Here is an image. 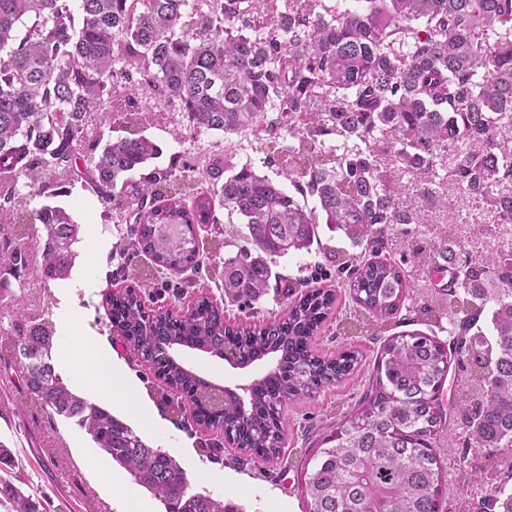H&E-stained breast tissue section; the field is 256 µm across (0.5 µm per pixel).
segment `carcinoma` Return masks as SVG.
<instances>
[{
  "label": "carcinoma",
  "mask_w": 512,
  "mask_h": 512,
  "mask_svg": "<svg viewBox=\"0 0 512 512\" xmlns=\"http://www.w3.org/2000/svg\"><path fill=\"white\" fill-rule=\"evenodd\" d=\"M71 2L0 0V222L14 224L26 211L20 176L52 198L67 195L66 182L77 176L106 203L127 193L137 224L130 248L180 273L200 260L193 225L220 223L222 209L228 223L236 218L247 229L224 258V297L246 302L266 295L273 259L309 251L324 224L363 249L352 257L349 288L376 325L396 318L410 295L402 269L378 256L383 237L396 224L420 223L427 204L448 205L436 189L438 170L488 205L493 223L512 224V0H363L359 10L328 0H80L77 16ZM139 88L195 136L265 137L294 193L231 153L206 159V189L170 169L127 182L161 155L143 135L152 110L133 96ZM111 101L116 106L103 111ZM107 121L129 136L103 146L86 139L90 126ZM385 154L415 175L412 189ZM32 220L43 229L40 278H67L79 225L50 204ZM452 245L433 247L426 260L448 263L429 312L448 317L453 341L419 330L387 340L366 389L309 456L305 512H442L440 449L456 439L440 393L451 365L463 367L477 350L488 372L476 402L462 408L464 422L486 448L512 445V251L474 263ZM6 259L17 270L29 266L22 245ZM335 301L334 291L315 288L259 329L224 324L206 296L177 318L146 310L134 288L106 304L136 359L188 396L204 383L170 355L175 345L279 354L246 401L196 413L198 426L270 462L284 445L282 409L358 365L354 350L332 357L313 350ZM489 303L492 341L477 327ZM7 314L12 328L0 349L19 359L24 387L42 406L90 435L165 512H230L191 491L169 452L63 382L49 322L18 297ZM18 467L0 443V497L13 512H42L35 495L9 480L20 479ZM469 480L490 487L472 508L512 512V462L472 468Z\"/></svg>",
  "instance_id": "cac0c4a2"
}]
</instances>
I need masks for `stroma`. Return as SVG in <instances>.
I'll use <instances>...</instances> for the list:
<instances>
[{
  "label": "stroma",
  "mask_w": 512,
  "mask_h": 512,
  "mask_svg": "<svg viewBox=\"0 0 512 512\" xmlns=\"http://www.w3.org/2000/svg\"><path fill=\"white\" fill-rule=\"evenodd\" d=\"M145 134L160 146L162 154L152 166L132 173L129 180L133 183L150 177L153 168L176 172L197 168L209 155L227 151L234 153L239 163L251 164L270 179L277 182L283 179L278 164L268 159L264 144L258 139L212 132L193 136L165 111L157 112ZM441 190L448 196L447 207H427L421 223L396 225L385 239L382 253L402 268L411 291L405 310L380 328L356 321L348 278L339 272L341 263L354 249L327 228H320L318 240L310 250L276 259L272 266L276 280L271 281L267 294L258 303L245 308L225 299L219 277L225 257L234 254L241 245L240 236L222 239L214 225H197L204 250L202 265L181 273L154 274L146 256L120 252V244L130 238V227L119 222L118 206L105 204L80 179L71 182L66 196L55 200L80 226L78 241L73 246L72 274H92L97 280L92 292L78 293L75 322L63 326L56 314L68 281L43 282L32 267L15 275L8 262L1 259L0 278H6L7 289L0 293V300L8 302L17 296L24 297L32 313L52 324L54 362L72 355L77 335L84 328L112 349L121 372L132 378L136 403L157 422L154 430L146 432V439L178 459L192 490L224 500L236 512H305L301 469L308 451L342 409L362 394L385 339L412 330L423 331L444 342L449 339L447 319L427 313L428 307L435 304L436 279L430 266L422 263V255L450 239L464 245L468 259L475 262L492 252L512 250V224L491 223L487 209L472 205L451 183H444ZM101 240L107 241L109 248L98 254L94 248ZM135 285L140 287L146 307L182 313L204 292L223 310L226 322L245 321L258 327L282 315L308 289H335V305L315 347L323 354L344 345L355 348L360 353L361 366L341 383L325 386L285 407L282 411L285 446L275 461H262L229 445L222 431L198 428L192 405L173 393L151 369L136 362L125 348L122 336L109 322L105 298ZM178 357L200 376L230 388L262 379L276 365L274 357L268 356L246 368H236L216 356L187 348L180 349ZM479 374V367L472 364L449 371L441 401L448 414L449 428L456 435L464 433L459 402L476 394ZM0 442L20 457L24 478L46 512H118L109 493L110 480H119L131 488L136 485L83 430L50 415L39 401L25 393L20 364L1 350ZM460 454H463L460 449L451 448L444 457L448 481L443 512H467L471 498L488 492L486 486L465 482V463L484 465L492 456L512 460V447L497 448L490 453L473 449L466 453L468 460L464 463L459 460ZM199 467L227 471L236 476L237 482L226 491L211 487L197 478L195 470Z\"/></svg>",
  "instance_id": "stroma-1"
}]
</instances>
